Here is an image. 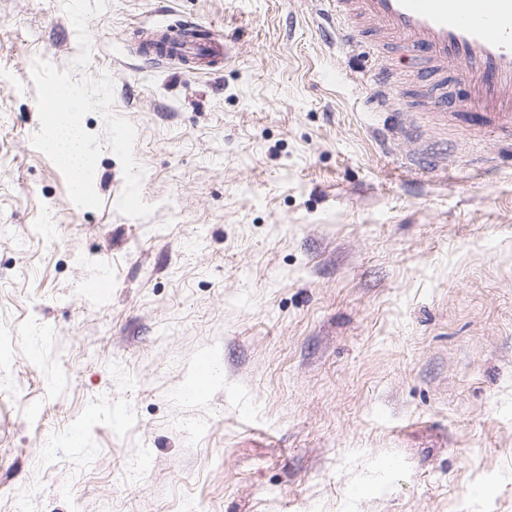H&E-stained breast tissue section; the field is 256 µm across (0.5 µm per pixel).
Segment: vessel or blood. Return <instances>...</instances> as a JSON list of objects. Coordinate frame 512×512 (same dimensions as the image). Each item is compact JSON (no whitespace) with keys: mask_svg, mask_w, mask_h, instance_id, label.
I'll use <instances>...</instances> for the list:
<instances>
[{"mask_svg":"<svg viewBox=\"0 0 512 512\" xmlns=\"http://www.w3.org/2000/svg\"><path fill=\"white\" fill-rule=\"evenodd\" d=\"M336 37L346 46L370 41L383 70L397 51L428 80L417 107L448 127L458 117L449 83L469 86L479 107L470 135L512 139V0H329ZM141 56L196 70H221L228 54L196 22L138 33Z\"/></svg>","mask_w":512,"mask_h":512,"instance_id":"vessel-or-blood-1","label":"vessel or blood"}]
</instances>
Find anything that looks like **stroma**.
I'll use <instances>...</instances> for the list:
<instances>
[{"instance_id": "1", "label": "stroma", "mask_w": 512, "mask_h": 512, "mask_svg": "<svg viewBox=\"0 0 512 512\" xmlns=\"http://www.w3.org/2000/svg\"><path fill=\"white\" fill-rule=\"evenodd\" d=\"M327 8L0 0V512H512V159L463 94L389 138ZM182 21L221 71L130 51ZM38 58L110 75L150 217L33 147Z\"/></svg>"}]
</instances>
